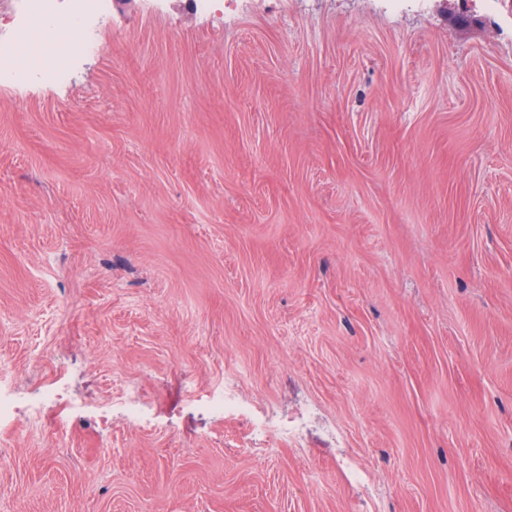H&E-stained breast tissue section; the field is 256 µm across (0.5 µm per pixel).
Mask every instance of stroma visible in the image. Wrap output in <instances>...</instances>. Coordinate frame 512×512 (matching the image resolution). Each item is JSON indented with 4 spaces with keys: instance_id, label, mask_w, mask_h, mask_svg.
I'll use <instances>...</instances> for the list:
<instances>
[{
    "instance_id": "obj_1",
    "label": "stroma",
    "mask_w": 512,
    "mask_h": 512,
    "mask_svg": "<svg viewBox=\"0 0 512 512\" xmlns=\"http://www.w3.org/2000/svg\"><path fill=\"white\" fill-rule=\"evenodd\" d=\"M93 25L0 79V362L90 408L0 431V512H512V0Z\"/></svg>"
}]
</instances>
